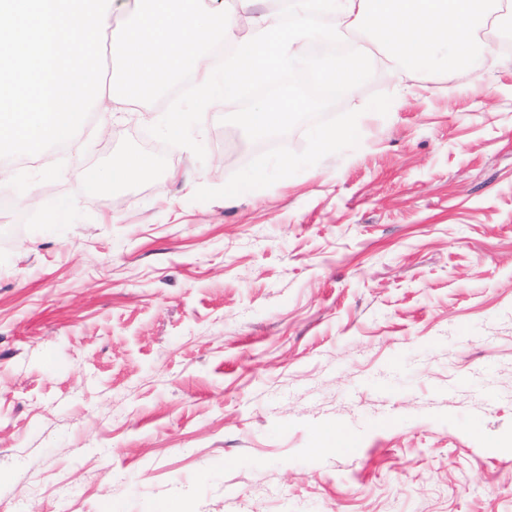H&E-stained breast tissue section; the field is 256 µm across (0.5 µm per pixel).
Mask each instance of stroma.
Wrapping results in <instances>:
<instances>
[{
	"mask_svg": "<svg viewBox=\"0 0 512 512\" xmlns=\"http://www.w3.org/2000/svg\"><path fill=\"white\" fill-rule=\"evenodd\" d=\"M369 57L358 147L249 196L193 198L266 150L226 104L202 161L165 98L0 159V512H512V52ZM152 168L153 161L149 156L128 153L114 158L105 169L84 171L82 177L85 182L93 186L103 190H112L149 174Z\"/></svg>",
	"mask_w": 512,
	"mask_h": 512,
	"instance_id": "stroma-1",
	"label": "stroma"
}]
</instances>
